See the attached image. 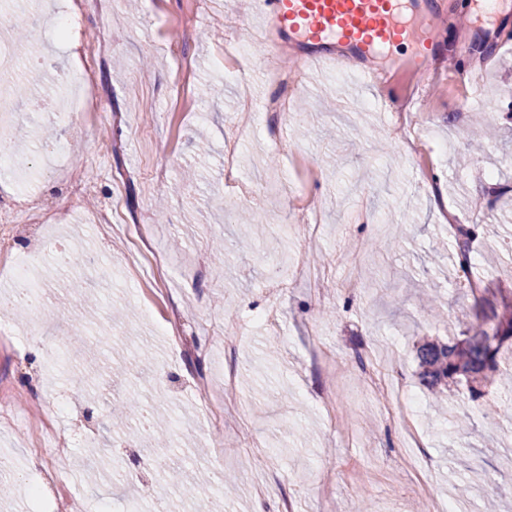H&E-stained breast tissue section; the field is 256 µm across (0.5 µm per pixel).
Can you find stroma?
<instances>
[{"label":"stroma","instance_id":"35a3bbf8","mask_svg":"<svg viewBox=\"0 0 512 512\" xmlns=\"http://www.w3.org/2000/svg\"><path fill=\"white\" fill-rule=\"evenodd\" d=\"M102 2L79 13L73 0H49L30 16L32 63L0 70V87H27L12 106L28 176L0 175V202L19 225L15 250L37 246L40 224H52L110 271H86L82 293L69 295L62 284L73 272L40 257L39 321L60 350L25 353L33 315L0 316L13 332L0 348V392L13 395L0 456L14 464L0 473V512H254L260 501L279 512L287 496L296 512H429L434 498L457 508L463 484L472 487L468 512H484L489 497L512 501V390L492 385L470 403L477 422L463 440L452 424L460 386L449 384L447 410L435 411L415 359L417 344L451 340L455 315L473 311L469 281L512 296V4L488 16L479 0H433L437 15L419 14L416 29L432 34L450 76L431 82L393 65L414 53L412 39L348 69L268 35L249 0H207L202 13L195 0ZM260 33L257 50L240 55L239 43ZM270 66L299 71L305 109L286 119L264 112ZM390 68L395 85L364 78ZM70 89L99 99L97 118L34 109ZM408 94L436 148L428 180L394 125ZM487 100L496 135L476 142ZM43 129L76 155L74 166L38 165ZM275 132L285 154L272 149ZM303 170L319 218L310 234L299 203L256 185L263 171L288 183ZM452 215L475 230L467 275L442 248ZM350 279L357 290L346 289ZM424 289L441 296L442 317L420 305ZM392 360L426 443L420 490L407 484L400 427L384 421L395 395L362 372ZM231 368L239 380L228 388ZM132 396L177 416L170 448L135 438ZM490 410L501 414L493 428L481 418ZM89 428L101 458L82 446ZM41 441L64 454L57 487L33 498L39 462L29 450ZM195 448L208 449L214 484L237 476L234 494L185 498L166 481Z\"/></svg>","mask_w":512,"mask_h":512}]
</instances>
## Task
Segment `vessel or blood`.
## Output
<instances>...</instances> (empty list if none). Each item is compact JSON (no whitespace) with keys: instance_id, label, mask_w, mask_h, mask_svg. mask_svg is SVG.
I'll return each mask as SVG.
<instances>
[{"instance_id":"vessel-or-blood-1","label":"vessel or blood","mask_w":512,"mask_h":512,"mask_svg":"<svg viewBox=\"0 0 512 512\" xmlns=\"http://www.w3.org/2000/svg\"><path fill=\"white\" fill-rule=\"evenodd\" d=\"M406 0H254L279 35L303 41L315 59L355 60L407 41Z\"/></svg>"}]
</instances>
